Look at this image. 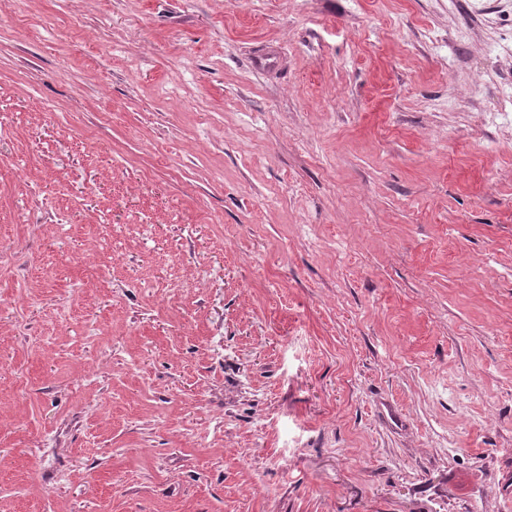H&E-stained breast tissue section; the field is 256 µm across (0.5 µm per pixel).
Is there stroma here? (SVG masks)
Wrapping results in <instances>:
<instances>
[{"instance_id": "obj_1", "label": "stroma", "mask_w": 512, "mask_h": 512, "mask_svg": "<svg viewBox=\"0 0 512 512\" xmlns=\"http://www.w3.org/2000/svg\"><path fill=\"white\" fill-rule=\"evenodd\" d=\"M512 0L0 10V512H512Z\"/></svg>"}]
</instances>
